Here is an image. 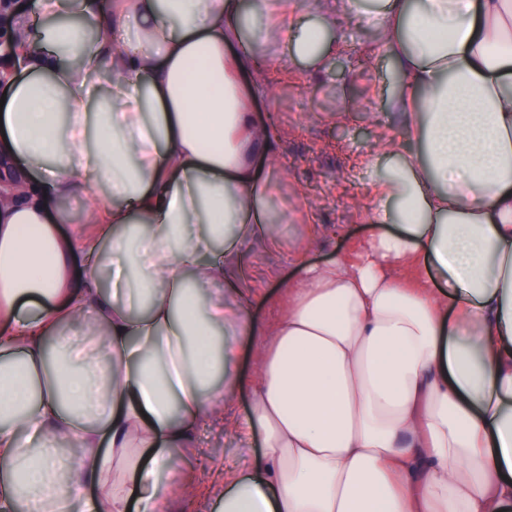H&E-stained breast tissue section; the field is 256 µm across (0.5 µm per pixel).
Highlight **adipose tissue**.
<instances>
[{"label": "adipose tissue", "instance_id": "obj_1", "mask_svg": "<svg viewBox=\"0 0 512 512\" xmlns=\"http://www.w3.org/2000/svg\"><path fill=\"white\" fill-rule=\"evenodd\" d=\"M322 2L321 27L284 30L269 0H41L76 27L7 10L0 512H173L199 495L172 477L214 420L262 439L217 512H512V0L369 13L413 147L380 145L393 165L361 258L297 250L267 326L242 273L279 221L253 103L265 60L328 68L319 33L358 0ZM79 195L95 230L62 233L46 199ZM408 263L425 279L389 276ZM74 325L86 345L62 340Z\"/></svg>", "mask_w": 512, "mask_h": 512}]
</instances>
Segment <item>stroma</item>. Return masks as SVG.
<instances>
[{"mask_svg": "<svg viewBox=\"0 0 512 512\" xmlns=\"http://www.w3.org/2000/svg\"><path fill=\"white\" fill-rule=\"evenodd\" d=\"M374 2L363 0L358 12L343 21L328 71L315 75L301 63H272L266 71L272 96L254 103L257 121L273 123L278 135L275 163L259 157L255 165L260 178L274 181L273 204L287 215L273 229L275 245L248 255L246 287L271 295L253 307L264 323L280 314L277 279L294 274L297 248L307 247L306 259L313 264L339 256L354 260L370 234L367 214L377 203L372 187L392 164L378 154L377 144L381 135L398 128L388 101L400 80L367 22ZM312 224L321 234L311 246L307 231ZM239 460L238 443L222 422L199 429L192 467L200 490L215 483L224 465Z\"/></svg>", "mask_w": 512, "mask_h": 512, "instance_id": "obj_1", "label": "stroma"}]
</instances>
